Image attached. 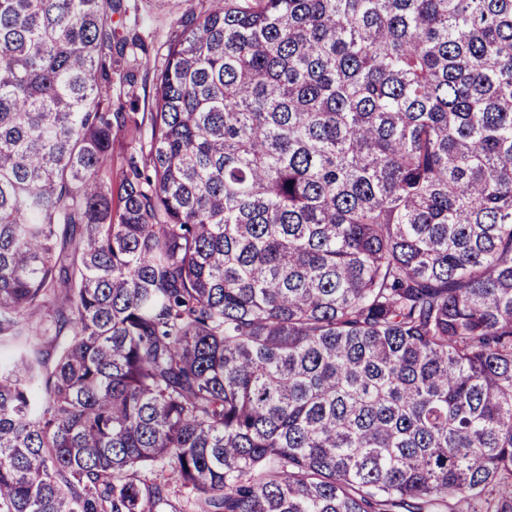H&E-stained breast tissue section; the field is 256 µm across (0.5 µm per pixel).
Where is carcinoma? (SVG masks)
<instances>
[{
  "label": "carcinoma",
  "mask_w": 512,
  "mask_h": 512,
  "mask_svg": "<svg viewBox=\"0 0 512 512\" xmlns=\"http://www.w3.org/2000/svg\"><path fill=\"white\" fill-rule=\"evenodd\" d=\"M124 0H0V512H512V0H208L122 170ZM140 133L128 131L112 139V172L107 174V182L112 184L113 209L115 211L118 196L121 192V172L125 165V157L130 152L131 142L138 138Z\"/></svg>",
  "instance_id": "obj_1"
}]
</instances>
